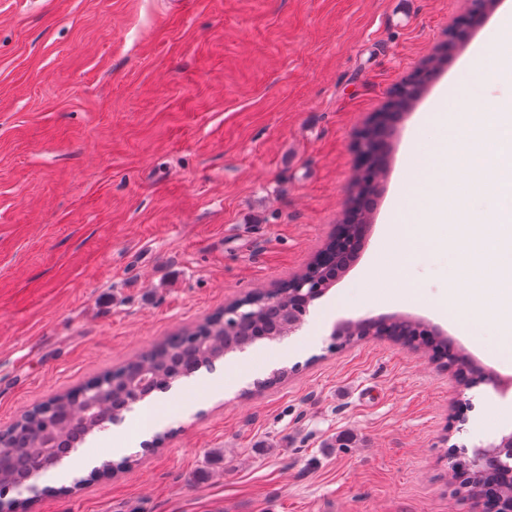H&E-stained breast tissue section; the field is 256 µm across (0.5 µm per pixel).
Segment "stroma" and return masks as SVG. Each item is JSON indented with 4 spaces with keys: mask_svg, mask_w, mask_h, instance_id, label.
I'll list each match as a JSON object with an SVG mask.
<instances>
[{
    "mask_svg": "<svg viewBox=\"0 0 512 512\" xmlns=\"http://www.w3.org/2000/svg\"><path fill=\"white\" fill-rule=\"evenodd\" d=\"M461 14V0H0V428L302 272L346 206L359 131ZM444 86L494 112L512 91L447 66L397 121L367 244L301 328L156 398L151 425L128 413L121 447L89 437L39 480L70 494L30 512H471L448 452L512 433V388L457 382L390 336H332L346 319H420L512 379L487 355L506 341L436 308L443 259L385 274L400 246L384 226L416 206L408 137ZM103 456L136 462L89 479Z\"/></svg>",
    "mask_w": 512,
    "mask_h": 512,
    "instance_id": "stroma-1",
    "label": "stroma"
}]
</instances>
